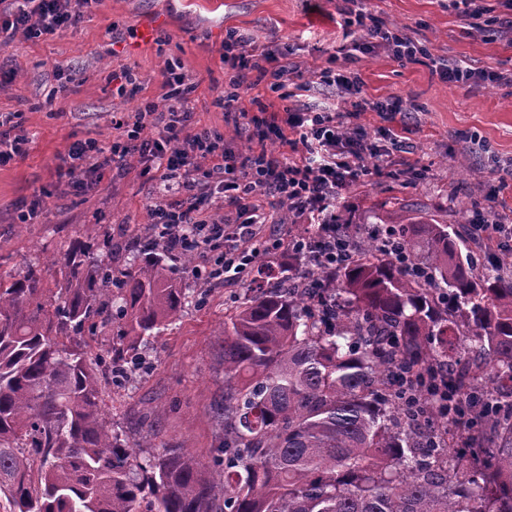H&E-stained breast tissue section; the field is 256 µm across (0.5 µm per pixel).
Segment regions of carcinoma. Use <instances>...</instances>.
I'll use <instances>...</instances> for the list:
<instances>
[{"instance_id":"carcinoma-1","label":"carcinoma","mask_w":512,"mask_h":512,"mask_svg":"<svg viewBox=\"0 0 512 512\" xmlns=\"http://www.w3.org/2000/svg\"><path fill=\"white\" fill-rule=\"evenodd\" d=\"M336 268L295 257L224 320V433L210 470L189 448L122 438L99 358L116 368L180 315L185 288L154 242L120 278L77 242L0 275V498L10 512H512V253L474 268L434 218L351 228Z\"/></svg>"}]
</instances>
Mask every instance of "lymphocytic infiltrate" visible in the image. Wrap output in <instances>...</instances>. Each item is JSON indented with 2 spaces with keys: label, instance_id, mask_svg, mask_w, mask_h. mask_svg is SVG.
<instances>
[{
  "label": "lymphocytic infiltrate",
  "instance_id": "obj_1",
  "mask_svg": "<svg viewBox=\"0 0 512 512\" xmlns=\"http://www.w3.org/2000/svg\"><path fill=\"white\" fill-rule=\"evenodd\" d=\"M99 0H11L0 9V37L24 35L50 38L77 27ZM347 34L356 38L362 53L388 47L399 63L417 61L423 47L398 33L370 22L366 13L341 8ZM223 60L233 72L232 91L220 98L225 121L248 119L255 127L252 145L244 151L224 146L223 134L201 128L189 132L194 118L191 95L195 84L173 73L167 77L161 101L145 100L133 112L112 115L111 141L72 142L55 168L58 182L82 190L99 183L107 170L137 158L162 193L150 205L156 241L166 247L207 254L205 277L227 282L247 275L260 248H279L278 240L258 245L260 224L270 211L287 207L299 224L312 227L302 246H313L325 263L336 261V243L343 227L336 222V203L366 177L381 175L384 157L403 151L404 142L392 127L371 140L363 125L350 124L345 113L330 106L306 103L288 107L291 98H303L314 85H336L359 92L357 81L329 66L288 81V60L269 45L249 43L238 31L224 35ZM257 71L255 81L247 74ZM276 94L285 107L267 116L249 115L241 107L243 94L259 104L257 85ZM235 211L232 223L215 218L217 204Z\"/></svg>",
  "mask_w": 512,
  "mask_h": 512
}]
</instances>
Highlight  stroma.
Segmentation results:
<instances>
[{
    "label": "stroma",
    "instance_id": "35a3bbf8",
    "mask_svg": "<svg viewBox=\"0 0 512 512\" xmlns=\"http://www.w3.org/2000/svg\"><path fill=\"white\" fill-rule=\"evenodd\" d=\"M341 0H100L78 28L49 40L23 37L0 46V69L13 73L0 88V113H19L30 140L27 155L0 168V274L30 264L44 271L46 287L58 278L56 261L76 241L90 245L111 238L112 264L130 259L127 242L143 236L150 222L152 188L143 164L127 161L102 182L78 194L58 183L53 169L78 139L112 138V115L133 112L143 99H159L167 69L195 83V118L223 133L229 147L247 149L252 128L225 123L217 104L227 83L222 43L233 29L265 44H289L292 68L317 71L345 45L338 11ZM484 12L472 19L464 0H368L381 25L395 28L424 46L431 57L491 69L500 81L451 84L430 66L401 64L387 49L342 58L344 74L357 78L361 96L402 97L405 114L393 125L405 142L391 167L401 179L371 178L347 191L336 205L339 221L373 231L400 210L435 217L450 229L465 221L495 216L512 225V187L498 189L495 163L512 161V36L501 22L512 17L504 0H481ZM157 22L152 42L133 33ZM129 68L138 92L112 93V74ZM79 71L70 93L54 96L59 69ZM41 214L20 221L33 196ZM188 298L179 318L160 336L142 342L144 358L130 382L103 377V410L130 440L153 431L158 448H192L209 460L217 444L216 405L224 395V320L250 296L254 277L206 283L182 273Z\"/></svg>",
    "mask_w": 512,
    "mask_h": 512
}]
</instances>
